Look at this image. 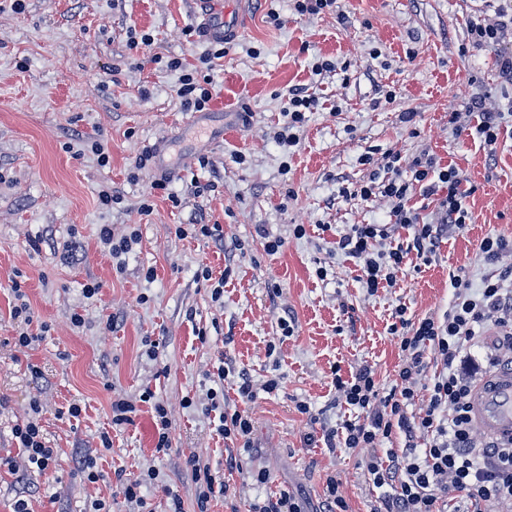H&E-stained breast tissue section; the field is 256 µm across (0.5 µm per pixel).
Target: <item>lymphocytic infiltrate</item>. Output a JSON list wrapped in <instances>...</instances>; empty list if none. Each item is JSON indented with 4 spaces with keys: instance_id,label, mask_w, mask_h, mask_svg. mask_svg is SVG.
<instances>
[{
    "instance_id": "1",
    "label": "lymphocytic infiltrate",
    "mask_w": 512,
    "mask_h": 512,
    "mask_svg": "<svg viewBox=\"0 0 512 512\" xmlns=\"http://www.w3.org/2000/svg\"><path fill=\"white\" fill-rule=\"evenodd\" d=\"M167 69L181 71L178 94L185 109L206 110L211 99L210 76L184 72L181 60L167 62ZM390 178L381 185L359 191L343 190L346 199H368L381 193L391 204L392 224H356L336 243L337 250L355 259L360 282L368 293L395 287L404 271V260L415 254L430 262L449 228L464 230L469 218L462 206V180L453 165L437 166L433 160H413L410 174L402 172L401 154L385 156ZM439 195L440 219L424 224L411 204L415 195ZM408 229L406 241L394 238L395 227ZM387 250H379L382 241ZM484 259L500 271L478 289L469 288L461 275L451 274L452 301L439 315L415 320L397 306L389 333L402 353L397 376L387 389H379L371 365L363 364L350 376L335 375L338 402L360 410V421H344L340 429L326 431L330 449H367L364 471L380 494L371 512H512V442L477 438L470 418L469 400L479 372L467 352L486 326L499 331L500 347L512 350V242L488 235L480 245ZM437 367L428 371L426 354ZM427 392L423 413L412 417L420 392ZM211 409L219 413L217 435L249 444L254 429L247 412L221 408L218 391H210ZM43 407L32 401L27 416L12 428L21 460L0 458V468L17 465L46 471L54 451L45 442L40 418ZM404 435L401 449L379 452L380 443Z\"/></svg>"
}]
</instances>
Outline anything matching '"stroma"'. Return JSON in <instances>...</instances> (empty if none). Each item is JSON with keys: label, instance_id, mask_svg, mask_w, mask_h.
I'll return each mask as SVG.
<instances>
[{"label": "stroma", "instance_id": "obj_1", "mask_svg": "<svg viewBox=\"0 0 512 512\" xmlns=\"http://www.w3.org/2000/svg\"><path fill=\"white\" fill-rule=\"evenodd\" d=\"M501 4L336 0L300 15L294 0H217L238 24L211 73L208 110L221 133L212 142L185 138L179 74L163 65L178 57L191 69L214 50L198 0H23L18 12L0 6V396L8 400L0 410V457L18 455L11 428L33 398L45 407L41 424L54 450L45 473L0 472V512H12L19 498L31 512H89L96 499L111 512H139L122 492L130 480L141 481L148 512H170L173 492L183 512H247L251 500L284 490L318 512L331 475L349 512H369L375 494L363 451L313 448L304 438L357 415L337 404L333 370L346 376L367 362L380 387L391 385L402 359L388 331L397 305L416 319L442 313L452 298L450 272L482 287L497 270L481 255L483 238L512 239V84L498 67L512 34L496 50L468 36L472 20H495ZM272 8L279 24L267 18ZM135 33L151 35L147 51L132 47ZM322 59L332 69L314 73ZM292 89L319 106L287 151L276 134ZM476 99L501 114L495 147L477 131ZM89 136L108 141L109 166L76 155ZM161 142L183 144L190 156L179 160L166 189L154 191V168L135 162ZM386 151L456 166L470 220L465 231L443 237L430 263L408 255L396 286L371 295L336 242L352 225L388 223L391 204L378 194L346 200L340 192L388 179ZM367 152L372 163L360 164ZM104 184L122 203L100 206ZM193 184L201 195L190 193ZM173 194L180 206H172ZM145 202L153 206L147 215ZM102 224L118 236L139 232L124 272L97 239ZM181 224L221 225L224 240L177 236ZM297 224L305 236H293ZM265 230L282 238L277 253L266 251ZM73 241L80 248L69 262L65 247ZM204 265L225 278L223 306L212 303L199 276ZM321 267L327 277H318ZM15 279L33 316L31 332L44 335L30 349L4 343L15 334ZM90 283L100 286L91 298L84 293ZM76 313L83 327L71 325ZM286 322L293 335H284ZM146 339L158 342L156 359L144 356ZM222 362L258 384L281 379L279 391L248 404L224 386L227 403L254 421L247 450L215 434L219 414L207 409L209 375ZM32 364L42 380L32 381ZM147 390L168 411L171 446L161 453L151 406L139 400ZM118 393L137 411L116 427ZM300 401L309 413L298 412ZM74 402L76 418L66 414ZM104 434L111 450L101 446ZM232 454L242 467L227 477L230 498L199 509L189 458L215 471ZM87 458L97 482L81 471ZM262 470L264 484L254 479Z\"/></svg>", "mask_w": 512, "mask_h": 512}]
</instances>
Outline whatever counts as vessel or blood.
Returning <instances> with one entry per match:
<instances>
[{
    "mask_svg": "<svg viewBox=\"0 0 512 512\" xmlns=\"http://www.w3.org/2000/svg\"><path fill=\"white\" fill-rule=\"evenodd\" d=\"M211 2L199 0L206 8L210 35L220 38L235 22L227 12L212 7ZM470 411L473 424L481 434L503 441L512 439V361L503 363L476 384Z\"/></svg>",
    "mask_w": 512,
    "mask_h": 512,
    "instance_id": "b4317fda",
    "label": "vessel or blood"
}]
</instances>
